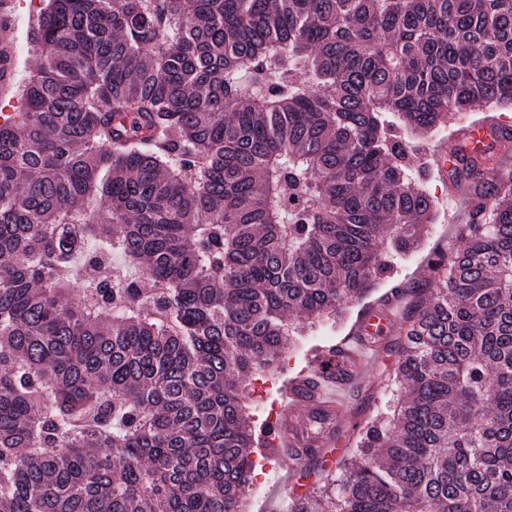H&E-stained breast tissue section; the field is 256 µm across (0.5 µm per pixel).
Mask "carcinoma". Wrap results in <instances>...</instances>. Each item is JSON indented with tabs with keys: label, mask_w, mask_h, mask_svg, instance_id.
<instances>
[{
	"label": "carcinoma",
	"mask_w": 512,
	"mask_h": 512,
	"mask_svg": "<svg viewBox=\"0 0 512 512\" xmlns=\"http://www.w3.org/2000/svg\"><path fill=\"white\" fill-rule=\"evenodd\" d=\"M28 43L0 122V512H241L243 384L417 249L409 137L476 108L491 145L448 143L469 217L409 291L385 410L291 512H512V0H42Z\"/></svg>",
	"instance_id": "carcinoma-1"
}]
</instances>
